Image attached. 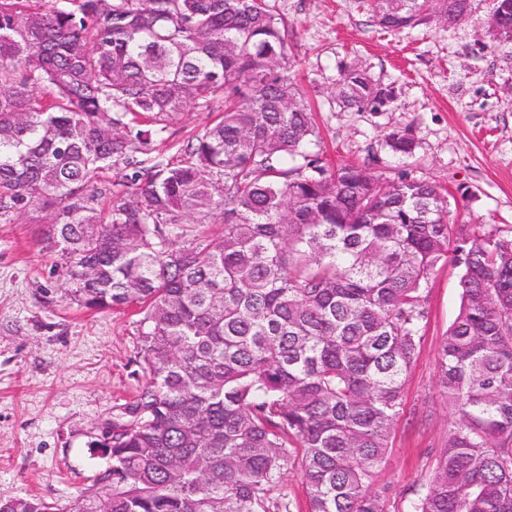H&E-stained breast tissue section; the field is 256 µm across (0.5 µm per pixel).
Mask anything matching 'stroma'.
I'll list each match as a JSON object with an SVG mask.
<instances>
[{"mask_svg": "<svg viewBox=\"0 0 512 512\" xmlns=\"http://www.w3.org/2000/svg\"><path fill=\"white\" fill-rule=\"evenodd\" d=\"M288 25V61L315 112L326 168L365 165L385 178L438 183L453 224L512 225V47L493 48L483 21L422 24L393 34L357 0H277ZM358 63L397 98L384 112H343L333 99L342 65ZM186 112L160 150L177 156L223 112ZM411 128V157L386 134ZM44 214L0 220V497L37 496L68 507L111 466L90 443L145 378L137 364L135 309L94 312L73 303L58 258L45 248ZM459 270L431 279L428 318L404 389V411L375 486L389 512H407L448 436L453 415L436 376V352L460 303Z\"/></svg>", "mask_w": 512, "mask_h": 512, "instance_id": "1", "label": "stroma"}]
</instances>
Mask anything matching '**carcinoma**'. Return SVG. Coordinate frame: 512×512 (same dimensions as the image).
Segmentation results:
<instances>
[{
    "label": "carcinoma",
    "instance_id": "cac0c4a2",
    "mask_svg": "<svg viewBox=\"0 0 512 512\" xmlns=\"http://www.w3.org/2000/svg\"><path fill=\"white\" fill-rule=\"evenodd\" d=\"M30 2L0 0V219L49 212L70 300L139 309L146 376L112 416V468L68 512H290L271 496L290 462L308 512H387L374 479L448 262L460 304L436 365L454 421L408 512H512V227L449 223L433 182L326 169L272 0ZM365 6L395 34L471 14ZM484 31L512 45V0H490ZM334 97L383 112L395 91L347 64ZM219 99L177 157L156 154ZM386 145L409 157L417 140ZM107 169L124 190L101 185ZM215 216L220 234L197 232ZM224 111V101H216L210 112L192 109L186 112L181 120L165 134L168 139L159 148L167 157H176L180 147L189 138L200 132L207 124L212 123Z\"/></svg>",
    "mask_w": 512,
    "mask_h": 512
}]
</instances>
